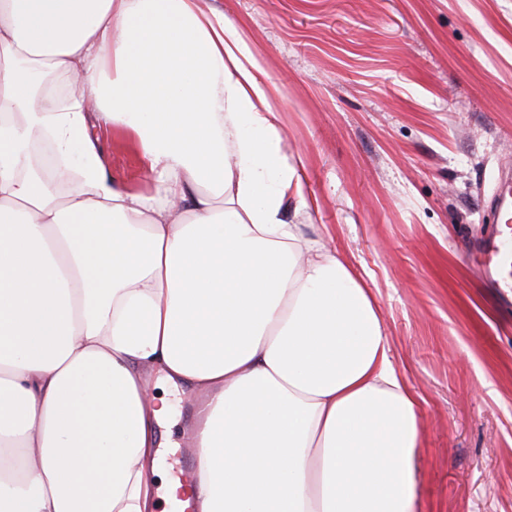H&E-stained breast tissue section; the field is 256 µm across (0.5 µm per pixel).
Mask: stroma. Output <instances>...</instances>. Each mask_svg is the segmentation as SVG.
<instances>
[{
    "label": "stroma",
    "mask_w": 512,
    "mask_h": 512,
    "mask_svg": "<svg viewBox=\"0 0 512 512\" xmlns=\"http://www.w3.org/2000/svg\"><path fill=\"white\" fill-rule=\"evenodd\" d=\"M233 22L317 209L293 224L347 260L377 301L421 405L424 512H512V314L463 254L512 165V0H208ZM105 163L140 187L129 144ZM194 401L164 429L182 470Z\"/></svg>",
    "instance_id": "obj_1"
}]
</instances>
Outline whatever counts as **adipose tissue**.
Wrapping results in <instances>:
<instances>
[{"label": "adipose tissue", "mask_w": 512, "mask_h": 512, "mask_svg": "<svg viewBox=\"0 0 512 512\" xmlns=\"http://www.w3.org/2000/svg\"><path fill=\"white\" fill-rule=\"evenodd\" d=\"M253 69L202 0H0V512H154L160 387L202 405L197 512H421L419 403L369 288L285 219L317 201ZM105 163L112 177L120 183L147 191L137 175L138 161L129 144L119 135L112 137V142L105 146Z\"/></svg>", "instance_id": "adipose-tissue-1"}]
</instances>
